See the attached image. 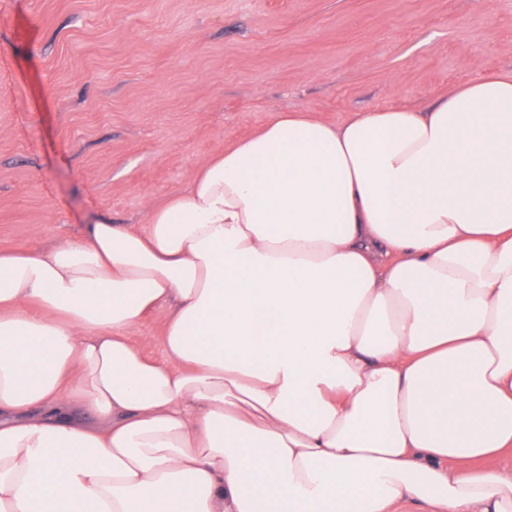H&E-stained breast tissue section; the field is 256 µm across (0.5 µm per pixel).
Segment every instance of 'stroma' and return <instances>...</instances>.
I'll return each instance as SVG.
<instances>
[{"instance_id":"obj_1","label":"stroma","mask_w":512,"mask_h":512,"mask_svg":"<svg viewBox=\"0 0 512 512\" xmlns=\"http://www.w3.org/2000/svg\"><path fill=\"white\" fill-rule=\"evenodd\" d=\"M512 72V0H0V249L145 223L293 108L342 123Z\"/></svg>"}]
</instances>
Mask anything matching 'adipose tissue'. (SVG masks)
<instances>
[{"label": "adipose tissue", "mask_w": 512, "mask_h": 512, "mask_svg": "<svg viewBox=\"0 0 512 512\" xmlns=\"http://www.w3.org/2000/svg\"><path fill=\"white\" fill-rule=\"evenodd\" d=\"M507 450L512 73L273 113L142 228L0 251V512H512L454 469ZM166 316L167 309L159 308L149 314L129 333L133 343L149 358L161 359L163 357L162 331Z\"/></svg>", "instance_id": "adipose-tissue-1"}]
</instances>
